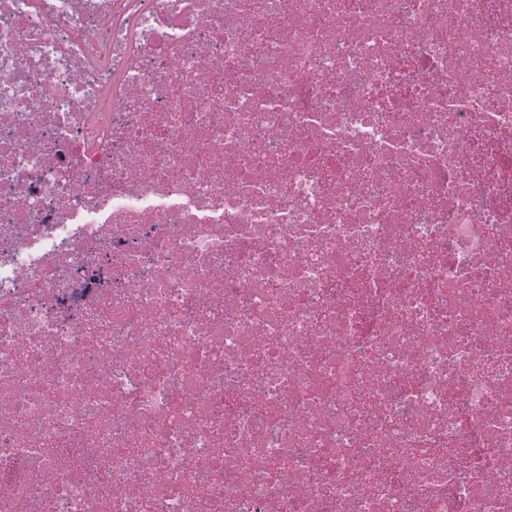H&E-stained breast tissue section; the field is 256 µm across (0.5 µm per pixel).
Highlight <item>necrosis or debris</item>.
Wrapping results in <instances>:
<instances>
[{"instance_id":"necrosis-or-debris-1","label":"necrosis or debris","mask_w":512,"mask_h":512,"mask_svg":"<svg viewBox=\"0 0 512 512\" xmlns=\"http://www.w3.org/2000/svg\"><path fill=\"white\" fill-rule=\"evenodd\" d=\"M0 512H512V0H0Z\"/></svg>"}]
</instances>
